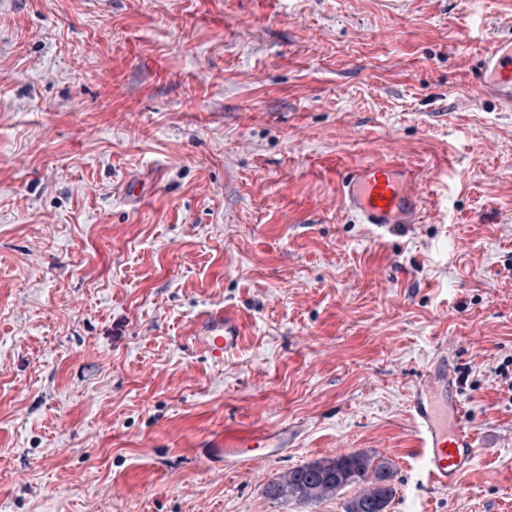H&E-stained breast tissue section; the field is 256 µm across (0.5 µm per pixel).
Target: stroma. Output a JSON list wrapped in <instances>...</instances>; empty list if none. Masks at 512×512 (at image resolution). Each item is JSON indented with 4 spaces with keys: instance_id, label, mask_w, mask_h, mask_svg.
<instances>
[{
    "instance_id": "obj_1",
    "label": "stroma",
    "mask_w": 512,
    "mask_h": 512,
    "mask_svg": "<svg viewBox=\"0 0 512 512\" xmlns=\"http://www.w3.org/2000/svg\"><path fill=\"white\" fill-rule=\"evenodd\" d=\"M400 2L0 0V512H343L264 486L354 450L389 512H512V112L472 77L512 0ZM383 157L424 210L380 236L336 164ZM438 340L477 445L447 494L407 457ZM296 423L251 469L202 455ZM200 328L213 358L224 360L237 352L243 328L232 309L224 307V310L206 312L200 319Z\"/></svg>"
}]
</instances>
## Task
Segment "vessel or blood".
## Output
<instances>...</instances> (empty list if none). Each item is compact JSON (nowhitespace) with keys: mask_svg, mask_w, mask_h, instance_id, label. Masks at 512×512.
<instances>
[{"mask_svg":"<svg viewBox=\"0 0 512 512\" xmlns=\"http://www.w3.org/2000/svg\"><path fill=\"white\" fill-rule=\"evenodd\" d=\"M476 80L497 99L502 111L512 112V39L500 40L486 52ZM420 180L418 168L398 159L344 165L338 170L339 194L346 211L359 223L382 232L418 223L423 208ZM200 328L213 358L224 360L237 352L243 328L232 309L206 312ZM448 358L447 342H437L409 404L414 444L408 455L421 479L441 492L457 487L476 454L473 433L462 424L448 422L449 416H461L463 411L459 383L448 376ZM297 433V427L285 426L273 436L261 430L228 435L210 445L205 457L216 468H246L254 460L253 449L286 452Z\"/></svg>","mask_w":512,"mask_h":512,"instance_id":"1","label":"vessel or blood"}]
</instances>
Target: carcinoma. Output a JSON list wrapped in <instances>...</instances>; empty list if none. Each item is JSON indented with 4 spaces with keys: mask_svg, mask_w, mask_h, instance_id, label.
<instances>
[{
    "mask_svg": "<svg viewBox=\"0 0 512 512\" xmlns=\"http://www.w3.org/2000/svg\"><path fill=\"white\" fill-rule=\"evenodd\" d=\"M391 464L364 451H348L288 470L269 481L264 491L276 500L314 504L347 487L357 493L345 512H388L395 496Z\"/></svg>",
    "mask_w": 512,
    "mask_h": 512,
    "instance_id": "obj_1",
    "label": "carcinoma"
}]
</instances>
